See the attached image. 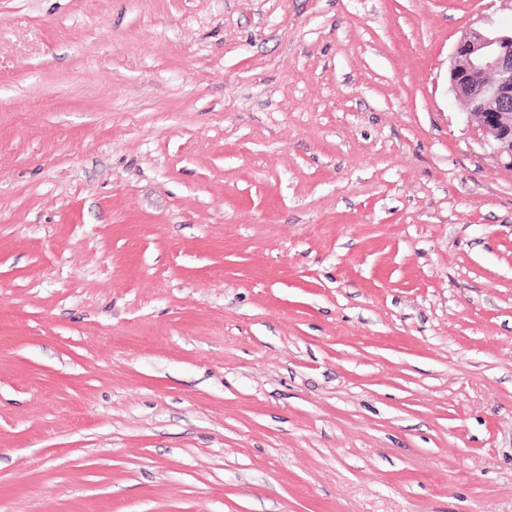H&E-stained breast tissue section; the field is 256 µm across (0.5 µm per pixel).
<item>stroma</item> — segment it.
I'll return each instance as SVG.
<instances>
[{"mask_svg":"<svg viewBox=\"0 0 512 512\" xmlns=\"http://www.w3.org/2000/svg\"><path fill=\"white\" fill-rule=\"evenodd\" d=\"M510 24L0 0V512H512ZM449 89L498 164L512 169V27L465 32L454 47Z\"/></svg>","mask_w":512,"mask_h":512,"instance_id":"obj_1","label":"stroma"}]
</instances>
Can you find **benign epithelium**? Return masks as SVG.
Returning <instances> with one entry per match:
<instances>
[{
	"label": "benign epithelium",
	"instance_id": "1",
	"mask_svg": "<svg viewBox=\"0 0 512 512\" xmlns=\"http://www.w3.org/2000/svg\"><path fill=\"white\" fill-rule=\"evenodd\" d=\"M449 89L498 164L512 169V28L465 32L454 47Z\"/></svg>",
	"mask_w": 512,
	"mask_h": 512
}]
</instances>
